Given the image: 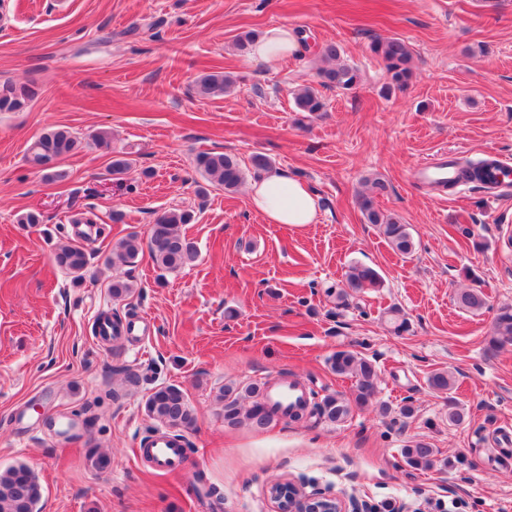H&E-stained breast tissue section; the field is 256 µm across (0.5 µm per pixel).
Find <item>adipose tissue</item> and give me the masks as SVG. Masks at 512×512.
Returning a JSON list of instances; mask_svg holds the SVG:
<instances>
[{
	"instance_id": "1",
	"label": "adipose tissue",
	"mask_w": 512,
	"mask_h": 512,
	"mask_svg": "<svg viewBox=\"0 0 512 512\" xmlns=\"http://www.w3.org/2000/svg\"><path fill=\"white\" fill-rule=\"evenodd\" d=\"M298 46L295 33L285 26L268 28L255 40L249 53L254 63L277 65ZM248 201L251 209L271 224H312L317 201L307 184L284 169H273L252 181Z\"/></svg>"
}]
</instances>
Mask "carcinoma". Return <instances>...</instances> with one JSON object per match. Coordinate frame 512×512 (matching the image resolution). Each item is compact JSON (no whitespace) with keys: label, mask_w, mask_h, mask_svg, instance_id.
Segmentation results:
<instances>
[{"label":"carcinoma","mask_w":512,"mask_h":512,"mask_svg":"<svg viewBox=\"0 0 512 512\" xmlns=\"http://www.w3.org/2000/svg\"><path fill=\"white\" fill-rule=\"evenodd\" d=\"M371 51L385 63L393 86L402 89L412 77V53L405 41L399 37L376 39ZM321 56L325 66L321 69V86L339 90H351L361 82L358 69L341 59L339 48L334 43L322 47ZM235 84L233 77L222 72L203 73L194 82L195 93L202 98L222 97ZM38 96L35 83L13 80L0 81V112H24ZM295 104L302 112L322 111L324 102L318 90L305 87L295 94ZM83 147V142L71 131L56 129L37 137L29 146L26 160L29 165L43 172L44 177L54 179L61 176L59 164L69 155ZM195 167L211 184L234 191L243 181L244 172L237 157L226 152H206L195 158ZM460 178L470 183L486 178L488 169L479 163L465 160L458 164ZM132 169L126 158H114L108 171L113 179L122 181ZM372 194L358 199L367 223L379 227L391 248L402 256L414 250V241L408 225L394 214H385L376 208L374 195H381L388 189L387 183L375 177L371 180ZM193 219L190 211L170 209L162 212L149 228L147 247L155 266L163 272H176L192 264L197 251L192 242L180 231V225L189 224ZM142 240L130 234L112 248L109 261L114 266L133 268L142 253ZM57 266L65 269L73 278L84 277L88 266L86 249L75 242L67 241L57 246ZM383 286V277L374 268L352 264L345 273L344 289L339 296L373 290ZM457 304L463 310L476 314L486 308V297L482 290L472 288L457 294ZM512 343V305L498 308L494 319V334L488 342L489 349H496L505 343ZM331 369L338 375L355 379V390L350 397L329 394L315 403L318 414L330 422H341L348 418L354 408L368 405L374 394L377 372L373 363L351 350H339L330 358ZM430 387L439 393L453 388L452 379L446 372H435L428 379ZM263 384L246 386L226 385L219 399L224 402V424L235 427L242 421L249 422L256 429H263L274 418V413L260 404ZM249 405H244V401ZM145 411L151 419L170 428L188 429L195 417L183 389L175 384L160 386L148 396ZM438 450L430 444L418 441L402 450L405 463L415 469H428L436 462ZM42 495L41 485L35 474L24 464L0 470V512H36Z\"/></svg>","instance_id":"obj_1"}]
</instances>
